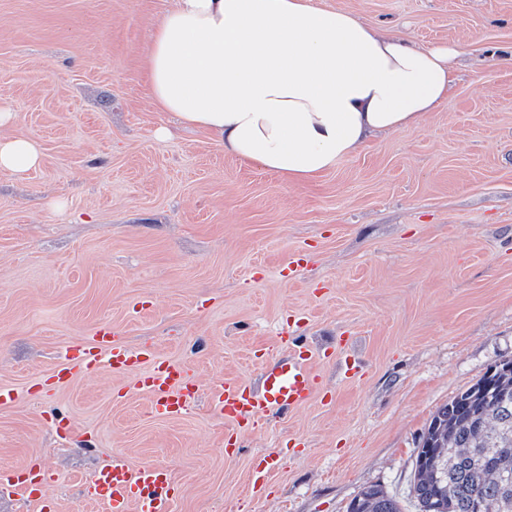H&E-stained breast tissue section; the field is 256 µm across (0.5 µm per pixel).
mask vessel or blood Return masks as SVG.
Instances as JSON below:
<instances>
[{
  "label": "vessel or blood",
  "mask_w": 512,
  "mask_h": 512,
  "mask_svg": "<svg viewBox=\"0 0 512 512\" xmlns=\"http://www.w3.org/2000/svg\"><path fill=\"white\" fill-rule=\"evenodd\" d=\"M59 374L77 364L90 371L108 366L113 376L128 379L129 390L147 393L149 412L157 418L188 412L196 391L183 368L148 347L130 348L118 343L110 326L96 328L90 346L65 347ZM313 354L303 350L274 362L262 373L261 387L239 379H220L210 388L213 413L231 429H253L266 415L294 411L307 404L319 387L312 371ZM171 473L153 463L134 465L115 456L102 464L89 482L93 497L107 512H171ZM0 494L40 501L48 497L44 485L24 469L0 470Z\"/></svg>",
  "instance_id": "b4317fda"
}]
</instances>
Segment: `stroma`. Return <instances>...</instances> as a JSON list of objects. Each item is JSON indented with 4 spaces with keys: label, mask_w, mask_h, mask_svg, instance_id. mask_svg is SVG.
<instances>
[{
    "label": "stroma",
    "mask_w": 512,
    "mask_h": 512,
    "mask_svg": "<svg viewBox=\"0 0 512 512\" xmlns=\"http://www.w3.org/2000/svg\"><path fill=\"white\" fill-rule=\"evenodd\" d=\"M319 2L464 54L425 121L299 185L158 112L147 34L164 0H0V138L42 152L26 178L0 172V387L17 394L0 404V467L37 470L57 512H103L87 481L112 454L167 466L171 512H347L370 486L415 512L433 414L512 360V0ZM104 323L183 365L199 385L187 414L152 417L104 369L53 380L62 348ZM301 344L317 395L226 454L210 383L259 384Z\"/></svg>",
    "instance_id": "obj_1"
}]
</instances>
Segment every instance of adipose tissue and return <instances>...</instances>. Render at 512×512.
I'll use <instances>...</instances> for the list:
<instances>
[{"label":"adipose tissue","instance_id":"ef3b65f1","mask_svg":"<svg viewBox=\"0 0 512 512\" xmlns=\"http://www.w3.org/2000/svg\"><path fill=\"white\" fill-rule=\"evenodd\" d=\"M460 46L381 36L313 0H174L149 35L158 110L241 161L310 183L369 137L425 120L448 97ZM36 144L0 139V171L26 177Z\"/></svg>","mask_w":512,"mask_h":512}]
</instances>
